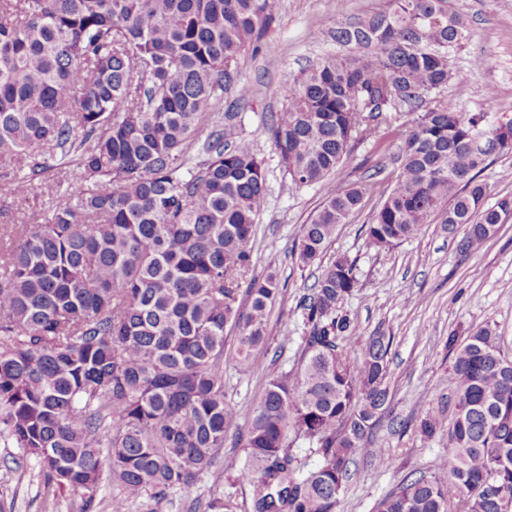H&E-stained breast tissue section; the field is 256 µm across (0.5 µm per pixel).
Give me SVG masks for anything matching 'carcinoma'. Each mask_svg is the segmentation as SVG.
<instances>
[{
    "label": "carcinoma",
    "mask_w": 512,
    "mask_h": 512,
    "mask_svg": "<svg viewBox=\"0 0 512 512\" xmlns=\"http://www.w3.org/2000/svg\"><path fill=\"white\" fill-rule=\"evenodd\" d=\"M278 14V0H0V189L30 195L50 159L80 182L45 223L0 225V438L87 506L105 477L112 512L190 489L239 418L224 395L226 331L238 371L264 365L277 276L250 280L249 311L238 304L263 161L233 124L211 131L204 157L188 152L225 90L252 97L237 60L260 52ZM327 26L349 53L284 85L270 124L290 185L328 181L357 143L410 112L366 240L388 251L438 218L450 234L465 228L458 251L475 252L512 212V200L486 205L478 180L491 155L512 151V118L438 97L467 20L446 0H391ZM362 197L332 185L302 225L298 262L320 274L299 302V359L253 410L237 469L249 499L218 490L206 512H337L356 457L385 456L368 444L388 405L392 339L360 340L343 308L353 264H321ZM448 356V407L429 404L416 424L444 450L377 512L512 503V358L488 327L448 337Z\"/></svg>",
    "instance_id": "1"
}]
</instances>
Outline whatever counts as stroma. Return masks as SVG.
I'll return each instance as SVG.
<instances>
[{"label": "stroma", "instance_id": "35a3bbf8", "mask_svg": "<svg viewBox=\"0 0 512 512\" xmlns=\"http://www.w3.org/2000/svg\"><path fill=\"white\" fill-rule=\"evenodd\" d=\"M279 18L265 38L259 54L244 52L239 61L240 78L253 88L249 101H237L226 92L212 109L206 129L225 124L227 113L241 134L263 158L267 195L260 210L248 277L276 273L281 293L267 319L270 351L277 362L241 374L235 365V340L227 338L224 350V394L246 426L272 372L297 360L304 334L297 303L318 273L316 267L299 268L292 254L302 224L322 204L326 186L300 189L288 186L268 127L283 106L282 85L298 77L310 64L339 54L340 48L323 27L325 19L348 25L386 11L390 0H280ZM449 7L464 15L472 37L448 52L450 78L440 95L460 111L481 112L491 108L512 117V0H448ZM482 69H474L475 58ZM399 131L384 130L356 145L333 175V182L365 187L359 209L339 225L324 258L344 257L354 266L358 286L344 308L357 318L363 336L378 332L392 336L388 383L391 403L376 427L371 445L386 451L381 464L359 458L339 512H375L378 501L407 474L429 469L442 445L421 440L415 421L427 401L447 400L448 335L464 337L472 330L490 327L503 352L512 356V218L499 225L481 249L461 254L456 238L443 224L433 223L417 238L387 252L368 245L362 226L388 196L396 178L391 157L397 151ZM380 174H373V167ZM46 183L27 197L0 195L1 224L44 223L58 196L74 194L79 185L57 182L46 173ZM487 187L488 203L512 198V153L493 155L480 176ZM235 433H228L219 452L221 464L201 474L187 491L175 492L170 501L149 498L136 502L131 512H187L205 505L211 493L228 487L222 464L243 458ZM113 488L102 480L92 504L78 495L60 493L47 483L39 464L22 449L0 441V512H110Z\"/></svg>", "mask_w": 512, "mask_h": 512}]
</instances>
